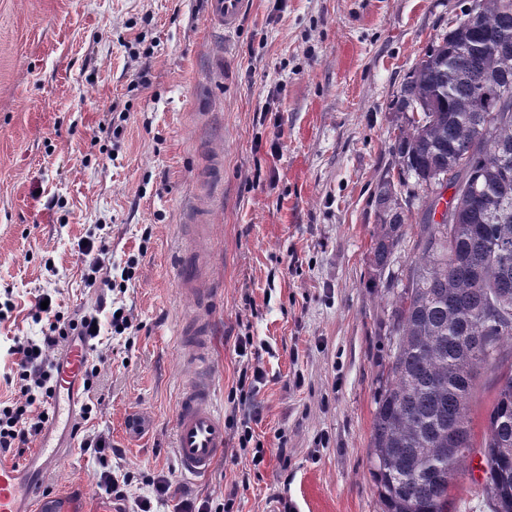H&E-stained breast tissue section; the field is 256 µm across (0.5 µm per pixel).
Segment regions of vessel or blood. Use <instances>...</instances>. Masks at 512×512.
Segmentation results:
<instances>
[{"label": "vessel or blood", "instance_id": "vessel-or-blood-1", "mask_svg": "<svg viewBox=\"0 0 512 512\" xmlns=\"http://www.w3.org/2000/svg\"><path fill=\"white\" fill-rule=\"evenodd\" d=\"M244 0H208L207 16L212 25L232 33L242 16ZM201 263L182 257L176 279L183 292L196 296L199 303L183 326L182 335L191 338L195 354L194 375L183 386L176 413L173 448L180 470L186 475L206 473L224 449V414L217 402L207 361L211 344V319L208 301L213 295L204 279ZM91 347L83 341H71L58 367L59 383L48 406L53 424L72 429L75 415L71 408L73 381L79 376ZM71 451L51 435H42L24 466L0 461V512H82L84 499L75 491L44 492L40 473L45 466L59 462Z\"/></svg>", "mask_w": 512, "mask_h": 512}]
</instances>
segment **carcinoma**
Wrapping results in <instances>:
<instances>
[{
	"label": "carcinoma",
	"instance_id": "obj_1",
	"mask_svg": "<svg viewBox=\"0 0 512 512\" xmlns=\"http://www.w3.org/2000/svg\"><path fill=\"white\" fill-rule=\"evenodd\" d=\"M482 24H459L417 64L398 94L418 112L395 137L402 172L421 185L441 177L471 192L457 214L433 220L427 195L416 255L391 312L394 342L381 374L370 442L383 512H452L444 475L472 447L468 404L478 369L499 367L512 317L487 318L493 301L512 310V0H476ZM371 247L384 279L405 240V218L380 188ZM485 496L512 512V371L501 375L482 444Z\"/></svg>",
	"mask_w": 512,
	"mask_h": 512
}]
</instances>
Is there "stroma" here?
I'll use <instances>...</instances> for the list:
<instances>
[{
    "instance_id": "stroma-1",
    "label": "stroma",
    "mask_w": 512,
    "mask_h": 512,
    "mask_svg": "<svg viewBox=\"0 0 512 512\" xmlns=\"http://www.w3.org/2000/svg\"><path fill=\"white\" fill-rule=\"evenodd\" d=\"M473 0H248L232 37L207 0H0V404L21 401L17 337L44 336L38 296L66 318L99 312L100 374L80 432L108 436L106 461L81 449L43 488L102 494L100 467L165 473L172 496L217 498L233 512H382L369 444L393 295L369 281L383 181L398 179L396 97ZM120 136H113V129ZM278 144V156L269 147ZM210 235L183 209L201 192ZM403 204L407 236L390 266L404 280L420 200ZM105 226V258L134 260L125 293L87 284L78 244ZM203 258L212 305L210 368L225 419L251 413L265 455L253 466L234 432L212 470L187 478L171 448L192 312L178 293V253ZM135 328L113 334L112 299ZM254 338L268 381L244 410L228 399L238 337ZM497 373L479 370L469 403L482 438ZM472 450L452 490L456 512H490Z\"/></svg>"
}]
</instances>
